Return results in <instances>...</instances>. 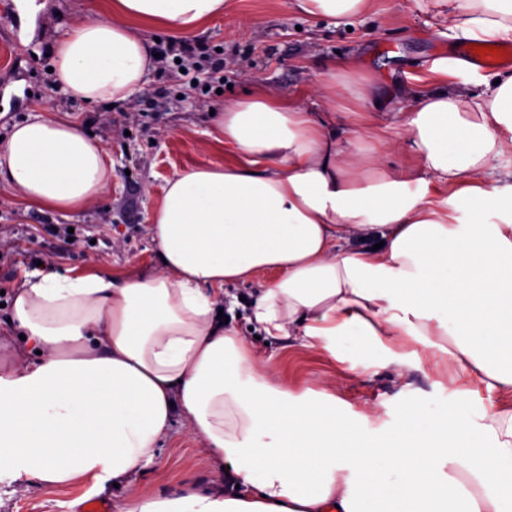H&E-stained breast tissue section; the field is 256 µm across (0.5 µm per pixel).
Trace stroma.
I'll return each mask as SVG.
<instances>
[{"label": "stroma", "instance_id": "stroma-1", "mask_svg": "<svg viewBox=\"0 0 512 512\" xmlns=\"http://www.w3.org/2000/svg\"><path fill=\"white\" fill-rule=\"evenodd\" d=\"M102 0H23L19 16H0V137L41 109L66 116L91 132L108 152L112 183L95 203L75 211L27 207L18 194L0 189V225L15 229V264L0 265V327L10 313L12 293L38 265L52 269L143 275L160 265L151 241V218L167 179L186 168L221 163L212 111L255 87L297 95L310 102L317 82L347 70L371 81L376 99L359 117L336 124L337 133L367 138L396 123L384 100L407 90L430 92L441 83L476 91L474 64L464 60L461 38L448 34L434 16L433 0H371L366 14L349 19L309 18L293 0H226L223 16L205 23L192 42L221 49L226 90L192 89L170 63L152 67L135 93L114 105L70 98L51 72L54 47L75 19L100 18ZM448 58V74L433 65ZM49 224L72 225L70 243L46 232ZM272 382L302 392L318 381L340 379L336 396L350 411H373L376 427L388 426L407 403L446 402L456 384L450 374L410 372L398 378L393 366L362 362L356 370L326 356L257 339ZM193 482L225 486L182 417L156 463L139 470L130 485L95 493L75 484L46 490L32 481L0 482V512H83L92 499L120 512L130 490L144 495Z\"/></svg>", "mask_w": 512, "mask_h": 512}]
</instances>
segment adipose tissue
<instances>
[{
    "label": "adipose tissue",
    "instance_id": "adipose-tissue-1",
    "mask_svg": "<svg viewBox=\"0 0 512 512\" xmlns=\"http://www.w3.org/2000/svg\"><path fill=\"white\" fill-rule=\"evenodd\" d=\"M456 36L511 40L512 0H434ZM225 0H109L55 46L71 98H129L153 65L140 25L178 40ZM472 95L402 97L403 121L359 146L337 138V89L310 111L260 89L225 103L215 139L237 160L167 180L151 220V275H29L0 341V479L105 489L153 463L175 417L235 485L130 495L123 512H512V183L489 163L512 151V75ZM399 152L405 164L388 162ZM112 181L102 144L45 113L0 141V187L28 206L73 210ZM371 239L381 248L368 247ZM254 289L253 331L341 359L417 345L419 372L451 367L464 388L410 404L378 436L326 381L296 393L271 382L252 345L218 312Z\"/></svg>",
    "mask_w": 512,
    "mask_h": 512
}]
</instances>
